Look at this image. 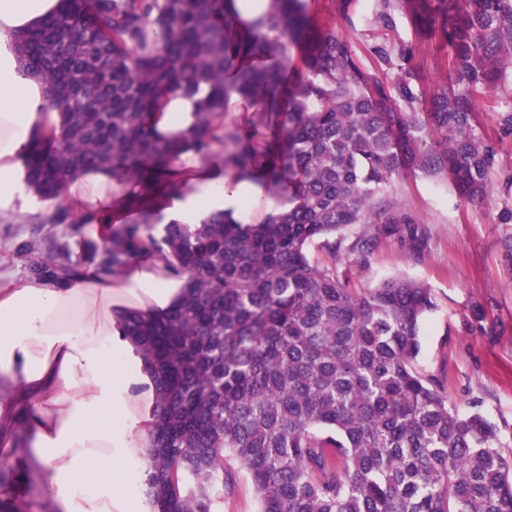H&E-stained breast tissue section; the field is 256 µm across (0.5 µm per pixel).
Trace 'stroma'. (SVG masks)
Returning a JSON list of instances; mask_svg holds the SVG:
<instances>
[{
	"label": "stroma",
	"instance_id": "35a3bbf8",
	"mask_svg": "<svg viewBox=\"0 0 512 512\" xmlns=\"http://www.w3.org/2000/svg\"><path fill=\"white\" fill-rule=\"evenodd\" d=\"M315 28L346 38L361 68L378 73L375 45L412 48L409 68L420 97L445 81L448 44L418 31L406 10L393 6L379 18V0H305ZM477 133L495 149L491 191L479 199L456 192L443 176L421 173L395 179L389 196L408 224H365L376 236L367 268L351 267L358 288L381 277L406 275L425 283L435 304L420 330L417 367L439 380L449 404L478 412L498 427L502 453L512 458V69L504 70L489 95L472 99ZM47 214L0 219V273L29 276L30 258L19 257L35 225Z\"/></svg>",
	"mask_w": 512,
	"mask_h": 512
}]
</instances>
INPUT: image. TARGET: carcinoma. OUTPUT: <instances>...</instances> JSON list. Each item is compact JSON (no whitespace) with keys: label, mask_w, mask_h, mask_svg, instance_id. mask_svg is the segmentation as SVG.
I'll return each mask as SVG.
<instances>
[{"label":"carcinoma","mask_w":512,"mask_h":512,"mask_svg":"<svg viewBox=\"0 0 512 512\" xmlns=\"http://www.w3.org/2000/svg\"><path fill=\"white\" fill-rule=\"evenodd\" d=\"M234 2L62 0L16 40L60 118L28 144V184L77 236L31 242L32 275L111 277L148 252L181 281L165 312L118 320L155 387L143 477L155 512H220L226 457L249 474L259 512H512L497 428L448 405L416 367L430 289L407 276L360 289L336 266L343 253L369 263L376 239L356 227L413 223L388 197L408 170L446 175L465 198L491 191L494 148L474 132L469 93L512 68V0H402L451 48L422 122L405 111L419 101L410 79L363 70L345 38L310 24L304 0H267L249 17ZM293 46L305 75L288 83ZM374 53L401 68L413 51ZM202 91L190 129L155 132L166 101ZM234 94L243 120L226 124ZM189 152L283 201L257 224L224 211L162 224L154 199L179 192L172 172ZM108 169L136 187L139 217L97 243L82 235L96 216L75 217L63 190Z\"/></svg>","instance_id":"obj_1"}]
</instances>
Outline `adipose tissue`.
I'll use <instances>...</instances> for the list:
<instances>
[{
    "instance_id": "1",
    "label": "adipose tissue",
    "mask_w": 512,
    "mask_h": 512,
    "mask_svg": "<svg viewBox=\"0 0 512 512\" xmlns=\"http://www.w3.org/2000/svg\"><path fill=\"white\" fill-rule=\"evenodd\" d=\"M60 8L61 0H0V217L41 208L24 159L30 138L57 128L58 114L46 85L21 65L15 38ZM179 178L186 189L168 220L196 224L224 210L251 222L257 184L215 177L190 154ZM130 192L111 173L90 171L67 186L64 201L79 214H118ZM179 291L153 254L112 277L0 281V420L28 413L46 512H153L132 478L150 463L154 384L117 316L165 309Z\"/></svg>"
}]
</instances>
